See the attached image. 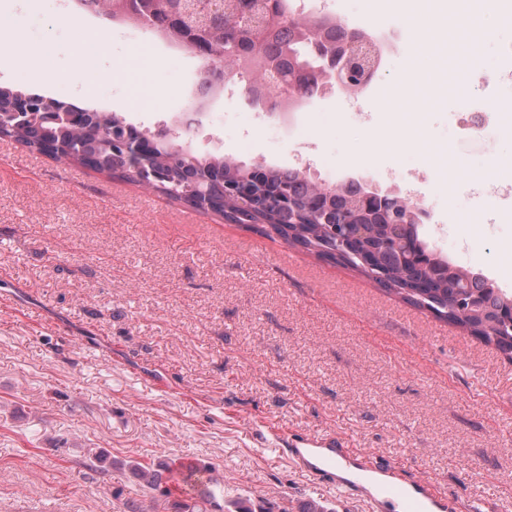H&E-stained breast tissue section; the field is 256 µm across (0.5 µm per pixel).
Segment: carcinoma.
Wrapping results in <instances>:
<instances>
[{"instance_id":"1","label":"carcinoma","mask_w":512,"mask_h":512,"mask_svg":"<svg viewBox=\"0 0 512 512\" xmlns=\"http://www.w3.org/2000/svg\"><path fill=\"white\" fill-rule=\"evenodd\" d=\"M79 6L94 3L95 12L122 19L182 44L185 30L198 32L197 45L224 59V2L200 8L196 0H132L129 14L109 12L103 0H77ZM284 16L265 41L254 47L243 30L236 40L241 47L238 76L247 84L266 80L288 94L290 80L302 71L309 93H319V83L307 70L310 39L306 29ZM274 65L265 74L254 71L253 54ZM21 90L0 86V140L13 142L32 153L56 156L64 147L63 161L105 170L146 189L163 194L188 207L208 209L223 220L240 224L265 236H276L319 259L336 258L341 264L377 282L403 302L430 311L436 317L477 334L484 343L512 355V326L500 319V311L512 304V293L497 288L481 274L448 266L459 292L448 293L440 275L428 287V266L433 250L420 236H411L403 224L380 223L358 212L360 223L345 228L334 223L336 211H356L367 192L361 182L350 183L343 194L313 203L320 186L303 171H286L267 164L242 165L220 153L201 154L186 148L182 132L156 134L127 120L120 112L83 109L76 124L59 125L29 120L28 113H11L22 106ZM139 142L148 147L142 155L124 149ZM246 180L256 186L251 202L224 191V186ZM128 468L140 486L165 498L170 512H256L250 500L217 496L212 468L197 463L178 464L159 459L131 461Z\"/></svg>"}]
</instances>
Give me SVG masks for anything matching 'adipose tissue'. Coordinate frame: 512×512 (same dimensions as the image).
Returning <instances> with one entry per match:
<instances>
[{"mask_svg": "<svg viewBox=\"0 0 512 512\" xmlns=\"http://www.w3.org/2000/svg\"><path fill=\"white\" fill-rule=\"evenodd\" d=\"M501 0H405L404 13L418 35L417 65L401 83L386 109L395 116L406 147L430 166L441 167L453 159L454 150L437 146L426 137L416 113L409 106L422 98L426 107L441 102L448 91L449 58L466 59L474 36L490 26L512 25V9L500 7Z\"/></svg>", "mask_w": 512, "mask_h": 512, "instance_id": "ef3b65f1", "label": "adipose tissue"}]
</instances>
